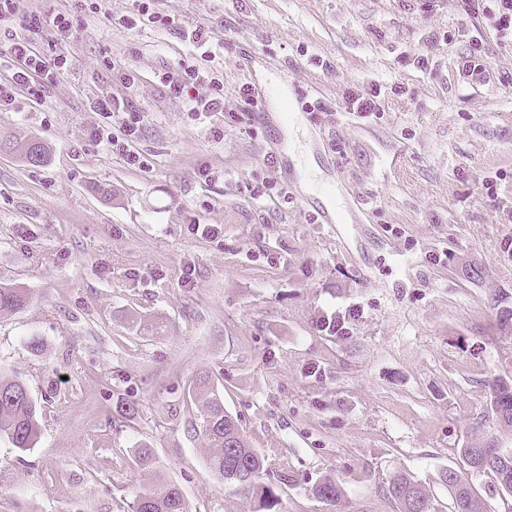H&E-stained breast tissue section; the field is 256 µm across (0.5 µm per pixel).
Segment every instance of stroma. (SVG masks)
<instances>
[{
  "label": "stroma",
  "instance_id": "obj_1",
  "mask_svg": "<svg viewBox=\"0 0 512 512\" xmlns=\"http://www.w3.org/2000/svg\"><path fill=\"white\" fill-rule=\"evenodd\" d=\"M105 7L17 2L85 27L41 103L0 107V135L49 148L40 166L0 151V283L31 296L0 315V369L42 405L33 448L0 438V512H134L147 482L190 512H254L206 464L188 395L203 375L265 456L276 512H398V471L447 512L456 448H512L489 408L512 375L494 306L512 304V42L462 0H151L171 26L133 30L112 18L136 0ZM198 27L199 91L224 83L204 117L159 80ZM112 95L113 128L140 122L141 166L94 137L89 103ZM360 95L377 115L345 111ZM336 315L341 339L319 327ZM326 474L339 506L310 493Z\"/></svg>",
  "mask_w": 512,
  "mask_h": 512
}]
</instances>
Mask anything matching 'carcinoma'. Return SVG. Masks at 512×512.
Returning <instances> with one entry per match:
<instances>
[{"label": "carcinoma", "mask_w": 512, "mask_h": 512, "mask_svg": "<svg viewBox=\"0 0 512 512\" xmlns=\"http://www.w3.org/2000/svg\"><path fill=\"white\" fill-rule=\"evenodd\" d=\"M2 150L18 154L31 165L43 164L49 156L45 144L38 140L14 142L1 139ZM29 300L27 289L0 283V315L20 311ZM191 395L201 407L200 429L203 439L207 447L213 449L208 457L210 471L220 479L224 478L226 470L247 478V484L239 487V490L259 496V510L272 512L279 504V497L272 486L263 483L265 457L250 445L240 424L231 423L233 416L224 410L223 395L204 379L199 380ZM489 405L491 411L497 414L500 427L511 432L512 377L492 382ZM39 431L37 401L29 395L27 387L18 378L0 375V436L7 437L14 447L26 451L35 445ZM482 448L483 439L474 437L464 447L455 449L465 465V468L456 470V474L463 481L466 491L460 494L448 488V512H486L484 501L471 481L475 474L493 475L499 493L506 486L512 489V448L499 449L501 458L498 462L479 468L475 464L474 455L481 453ZM310 492L331 506L338 504L342 496L340 485L332 476H326L312 485ZM389 494L399 505L400 512H406V501L411 498L424 507V512H429L426 491L414 477L406 473L397 472L390 478ZM135 512H189V507L178 487L146 485L137 493Z\"/></svg>", "instance_id": "1"}]
</instances>
